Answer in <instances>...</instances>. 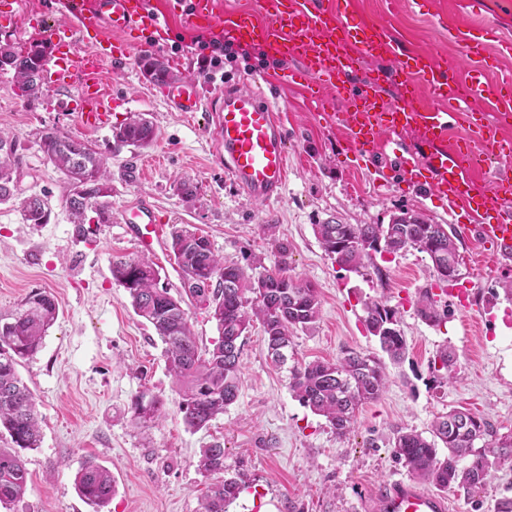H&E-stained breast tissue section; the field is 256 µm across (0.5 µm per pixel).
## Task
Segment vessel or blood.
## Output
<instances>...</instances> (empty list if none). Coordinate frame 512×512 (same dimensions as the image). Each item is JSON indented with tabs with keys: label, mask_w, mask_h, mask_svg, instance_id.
<instances>
[{
	"label": "vessel or blood",
	"mask_w": 512,
	"mask_h": 512,
	"mask_svg": "<svg viewBox=\"0 0 512 512\" xmlns=\"http://www.w3.org/2000/svg\"><path fill=\"white\" fill-rule=\"evenodd\" d=\"M73 18L68 26H49L44 9L28 11L31 26L47 30L55 46L44 64L43 84L72 94L79 103L78 119L87 130L105 126L111 116L112 94L106 69L112 60L146 49V42L129 43L124 34L158 32L162 25L145 9L144 0H67ZM267 20L254 22L246 14L223 12L219 0H189L187 19L200 29L218 28L236 43L263 41L274 53L299 64L289 73L295 83L317 76L310 97L317 106L342 101L334 119L356 161L395 157L406 180H428L438 199L449 209L466 210L478 224L481 239L492 252L512 253V177L498 174L493 189L479 191L477 173L495 158L512 155V138L502 127L512 124V94L493 81L479 56L487 42L472 30L459 31L454 64L421 52L406 54L392 65L383 83L394 85L395 96L380 99L381 83H371L347 94L349 72L366 65L369 56L390 50L383 31L369 25L360 13L343 18L335 6H309L307 0H262ZM164 98L184 115L213 107L210 94L197 86L172 81ZM496 117L495 124L474 123L476 106ZM215 152L224 169L249 198L266 202L281 198L288 176V146L274 107L255 92L225 89L215 107ZM463 119L475 125V139L450 140V123ZM412 131L417 147L402 152L401 136ZM489 147L479 159L475 143ZM494 223H486V216ZM121 222L125 235L139 248L164 258V222L149 201L127 205ZM471 224L462 225L469 232ZM375 512H447L444 496L429 492L411 480L394 481L375 499Z\"/></svg>",
	"instance_id": "1"
}]
</instances>
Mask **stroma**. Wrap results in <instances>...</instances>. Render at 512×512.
Wrapping results in <instances>:
<instances>
[{"label":"stroma","mask_w":512,"mask_h":512,"mask_svg":"<svg viewBox=\"0 0 512 512\" xmlns=\"http://www.w3.org/2000/svg\"><path fill=\"white\" fill-rule=\"evenodd\" d=\"M166 26L148 53L113 63L112 116L106 128L84 130L74 97L42 90L21 97L13 69L0 70V132L20 145L15 197L0 204V314L16 309L34 290L49 292L58 317L38 352L18 373L36 397L42 432L39 447L22 450L29 472L24 504L0 512H92L78 494L76 475L95 459L108 468L115 491L107 512H199L209 481L197 468L201 448L224 446L226 475H242L245 489L229 512H368L374 496L398 479H410L392 457L393 432L428 431L437 416L462 409L512 433V300L502 291L512 279V260L492 255L477 234L459 243V285L470 288L476 309L449 306L434 325L416 311L424 290L440 283L426 254L407 249L374 256L361 272L340 269L325 253L315 225L387 224L401 213L422 214L432 224H467L464 211H449L427 186L403 180L396 164L382 168L352 161L333 120L314 111L303 89L279 82L296 63L259 45L229 46L223 81L200 70L210 47L197 44V29L172 0H145ZM371 19L387 24L394 55L425 51L456 58L453 36L472 25L491 26L497 39L512 41V0H358ZM163 60L178 81L207 90L249 88L263 77L266 100L280 108L288 140V184L281 200L247 198L209 150L213 116L198 113L187 123L165 102L162 86L143 71V56ZM136 114L152 121L156 137L145 149L112 147V130ZM45 128L87 141L112 173L105 215L87 211L73 224L65 206L66 175L38 145ZM197 188L182 200L177 184ZM31 196L47 199L45 224L23 223L20 206ZM146 198L167 226H185L207 236L215 253L245 268L275 271L278 245L288 248V272L316 285L321 316L312 329L297 331L293 359H335L349 349L380 354L366 329L367 303L395 309L407 340L404 360L387 364L382 397L363 405L354 431L344 437L293 397L288 368L267 355L260 328H253L241 355L237 401L209 427L189 429L168 372L164 345L138 317L127 292L113 280L114 256L138 253L118 223L121 209ZM457 355V377L434 383L429 364L442 347ZM162 404L152 422L134 417L141 392ZM512 496V464H502L476 500L445 491L449 512H495Z\"/></svg>","instance_id":"1"}]
</instances>
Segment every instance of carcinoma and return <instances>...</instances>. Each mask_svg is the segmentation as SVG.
<instances>
[{
  "label": "carcinoma",
  "instance_id": "obj_1",
  "mask_svg": "<svg viewBox=\"0 0 512 512\" xmlns=\"http://www.w3.org/2000/svg\"><path fill=\"white\" fill-rule=\"evenodd\" d=\"M46 56L43 44L12 53L7 66L14 69L21 95L32 97L40 92L41 84L34 82L32 75L43 72ZM143 69L157 82L171 78L168 66L153 57L143 60ZM154 135L153 124L139 115L112 133L114 141L135 147L149 145ZM2 142L13 144V149L6 155L0 153V204L15 196L19 138L0 134ZM39 146L68 181L78 179L83 184L81 193L66 198L73 223H83L89 209L104 214L106 201L100 190L109 184L111 174L100 153L55 129L40 131ZM50 213L48 201L38 196L22 204L23 220L28 224H46ZM315 234L324 251L348 271L366 267L375 254H396L408 248L427 254L436 272L441 266L460 265L456 233L448 231L446 224H429L419 216L410 221L402 217L392 224H317ZM168 250L180 270L185 296L172 295L160 284L157 265L135 254L112 259V278L125 288L135 314L153 327L165 345L185 423L199 430L237 400L240 358L254 324L262 328L272 361L284 366L295 331L308 330L318 321L321 299L312 283L288 274V255L282 247L277 269L257 278L238 263L215 254L207 237L185 227L172 228ZM186 296L206 309L217 324L219 338L211 349L201 348L191 331L182 306ZM417 312L434 324L445 317L427 290L418 299ZM57 315L54 298L41 290L31 292L13 312L0 314V428L21 449L38 447L40 434L34 394L18 376L17 366L37 353ZM365 324L391 360L404 357L407 340L394 309L382 302L367 304ZM456 362L452 350L445 347L438 351L432 361L434 381L441 384L454 378ZM288 386L299 402L325 417L336 435L343 437L354 428L359 407L385 392V366L375 355L348 350L336 360L293 366ZM159 404L155 396L148 400L139 396L136 419L152 421ZM479 441L482 445L478 447ZM391 448L392 457L416 477L439 490L457 489L469 497L487 486L502 463H512V435L499 437L487 420L462 411L439 417L427 437L415 429H396ZM198 469L207 476L219 475L201 502V512H228L245 481L224 476L220 443L201 450ZM76 487L87 503L97 507L96 512H102L114 493L111 473L92 460L85 461L78 471ZM27 492L28 472L23 459L16 451L0 448V504L18 503Z\"/></svg>",
  "mask_w": 512,
  "mask_h": 512
}]
</instances>
